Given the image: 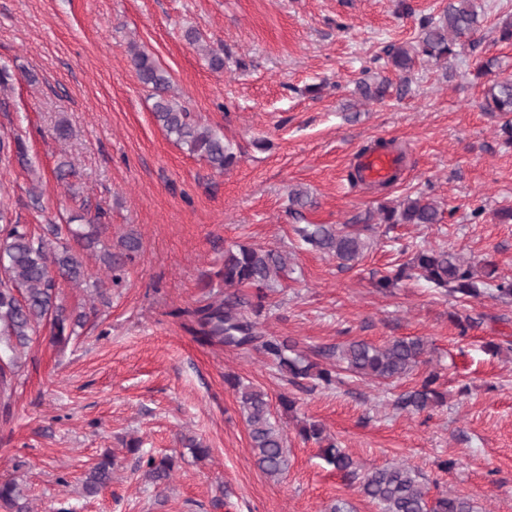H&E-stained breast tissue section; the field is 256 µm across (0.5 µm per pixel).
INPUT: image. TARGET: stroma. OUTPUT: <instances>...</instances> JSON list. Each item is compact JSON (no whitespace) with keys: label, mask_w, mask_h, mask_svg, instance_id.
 Here are the masks:
<instances>
[{"label":"stroma","mask_w":512,"mask_h":512,"mask_svg":"<svg viewBox=\"0 0 512 512\" xmlns=\"http://www.w3.org/2000/svg\"><path fill=\"white\" fill-rule=\"evenodd\" d=\"M0 0V134L21 138L27 160L0 158V209L42 234L50 224L88 223L107 213L102 245L127 233L141 249L121 287L107 285L98 249L86 269L103 295L61 284L68 313H87L69 341L49 324L21 354L10 396L0 395V482L18 481L31 512H326L339 500L378 512L359 478L397 463L431 495L468 498L474 512H512V302L456 298L422 281L390 292L382 274L415 247L491 261L512 278V145L499 116L483 111L480 63L512 76V45L495 30L512 0H477L475 49L445 62L417 59L400 72L375 54L415 41L420 19L448 0ZM194 31L199 43L187 40ZM168 72L171 93L199 123L223 133L237 155L219 172L155 121L130 62L129 44ZM214 50L224 67L205 55ZM387 78L392 91L368 101L357 83ZM68 139L55 135L59 123ZM265 148H256V141ZM388 143L399 179L385 190L351 185L361 148ZM309 192L312 224H343L384 201L426 194L437 224L374 225L353 268L303 249L288 213L292 189ZM238 244L275 249L288 274L268 296L257 330L318 350L351 341L423 339L424 360L394 382L340 372L328 386L291 384L259 350L200 343L189 312L219 298L224 253ZM474 324L460 332L455 315ZM436 373L443 404L395 406ZM267 393L290 467L271 479L254 464L240 394L228 377ZM295 397L284 411L280 395ZM321 424L357 465L329 466L301 427ZM209 450L195 456L189 440ZM112 480L87 495L104 455ZM172 457L168 479L145 481L141 461Z\"/></svg>","instance_id":"obj_1"}]
</instances>
